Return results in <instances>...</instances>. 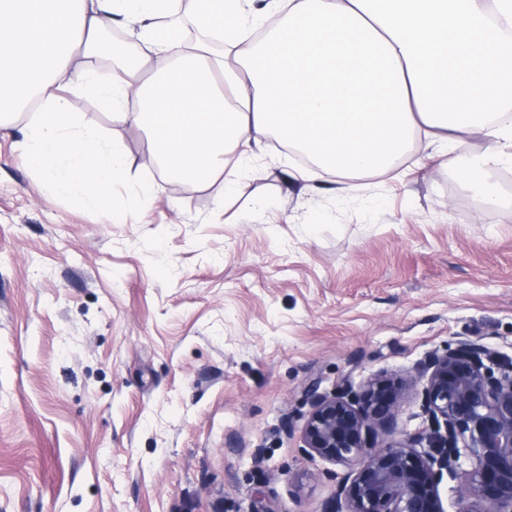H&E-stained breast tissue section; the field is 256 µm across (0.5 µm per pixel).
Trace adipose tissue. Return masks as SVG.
<instances>
[{
    "label": "adipose tissue",
    "instance_id": "1",
    "mask_svg": "<svg viewBox=\"0 0 512 512\" xmlns=\"http://www.w3.org/2000/svg\"><path fill=\"white\" fill-rule=\"evenodd\" d=\"M61 2L0 0V96L38 94L23 148L58 193L103 209L129 175L123 146L65 111L74 89L133 118L181 183L208 184L236 147L255 155L271 134L341 178L468 135L491 149L450 163L500 204L487 175L512 167V123L496 120L512 105V0H274L261 37L241 0H192L197 24L222 36L218 54L162 25L179 0ZM115 18L137 25L139 52L108 79L71 73L74 51L102 52Z\"/></svg>",
    "mask_w": 512,
    "mask_h": 512
}]
</instances>
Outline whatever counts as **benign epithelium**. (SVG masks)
I'll return each instance as SVG.
<instances>
[{
  "label": "benign epithelium",
  "instance_id": "obj_1",
  "mask_svg": "<svg viewBox=\"0 0 512 512\" xmlns=\"http://www.w3.org/2000/svg\"><path fill=\"white\" fill-rule=\"evenodd\" d=\"M302 450L348 470L334 475V512H445L444 475L460 479L458 512H512V358L476 336L434 351L405 381L344 377L309 391ZM429 428L395 440L404 407ZM464 448L469 469L456 465Z\"/></svg>",
  "mask_w": 512,
  "mask_h": 512
}]
</instances>
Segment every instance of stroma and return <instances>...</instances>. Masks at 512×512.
<instances>
[{"instance_id":"obj_1","label":"stroma","mask_w":512,"mask_h":512,"mask_svg":"<svg viewBox=\"0 0 512 512\" xmlns=\"http://www.w3.org/2000/svg\"><path fill=\"white\" fill-rule=\"evenodd\" d=\"M64 107L132 177L105 211L59 194L24 159L27 113L0 119V512H324L311 383L403 378L460 336L512 357V191L491 172L488 208L448 164L485 139L343 194L273 136L196 187L159 179L131 120Z\"/></svg>"}]
</instances>
